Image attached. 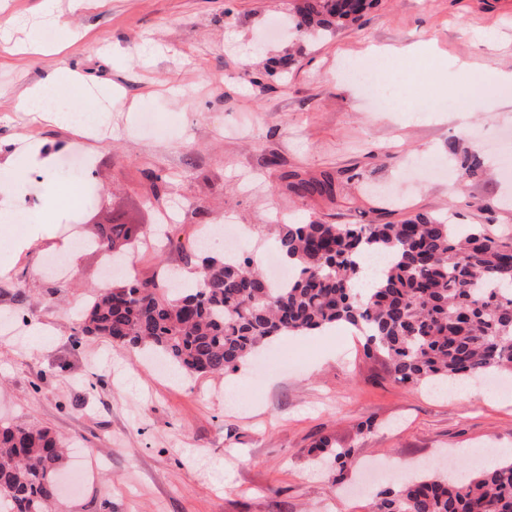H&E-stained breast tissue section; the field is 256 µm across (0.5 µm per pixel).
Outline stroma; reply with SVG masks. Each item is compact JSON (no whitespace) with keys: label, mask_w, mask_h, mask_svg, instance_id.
I'll return each instance as SVG.
<instances>
[{"label":"stroma","mask_w":512,"mask_h":512,"mask_svg":"<svg viewBox=\"0 0 512 512\" xmlns=\"http://www.w3.org/2000/svg\"><path fill=\"white\" fill-rule=\"evenodd\" d=\"M300 0H40L0 12V139L26 133L54 147L47 178H33L23 214L80 243L1 251L0 419L73 440L77 457L54 512H371L418 464L467 472L478 452L512 448V391L475 384L455 395L406 386L364 340L340 325L285 336L223 376L176 381L128 346L76 331L91 294L111 287L105 257L86 248L112 218L150 240L133 277L196 271L225 251L200 245L202 225L248 231L244 255L273 249L274 225L398 222L418 213L512 234V100L490 99L486 72L512 68V0H374L348 28L315 40L288 28ZM61 43L20 51L30 34ZM431 46L432 55L413 56ZM371 62L386 106H374L343 66ZM89 80L87 101L56 98L64 127L13 115L15 99L49 67ZM112 91V126L79 130ZM464 108L452 102L462 91ZM485 166L463 192L446 176L463 144ZM92 174L73 183L67 151ZM170 186L154 192L145 174ZM332 173L334 196L302 197L294 177ZM89 194L84 208L72 190ZM168 249L154 239L161 213ZM41 327L34 336L33 327ZM370 424V432L359 427ZM322 437L353 451L344 474L315 470Z\"/></svg>","instance_id":"obj_1"}]
</instances>
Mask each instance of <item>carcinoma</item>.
Segmentation results:
<instances>
[{
    "mask_svg": "<svg viewBox=\"0 0 512 512\" xmlns=\"http://www.w3.org/2000/svg\"><path fill=\"white\" fill-rule=\"evenodd\" d=\"M368 0H304L295 28L314 37L357 21ZM460 178L482 169L467 147ZM301 196L332 194L333 177L301 179ZM138 224L98 225L94 243L133 254ZM294 278L282 288L251 261L207 256L197 285L135 277L103 289L79 318L85 336L150 349L178 371L223 375L277 338L347 324L408 385L512 375V236L423 213L397 223L275 225ZM340 474L352 449L322 438L311 449ZM69 453L50 430L0 423V512H52ZM374 512H512V458L456 482L415 476L377 497Z\"/></svg>",
    "mask_w": 512,
    "mask_h": 512,
    "instance_id": "1",
    "label": "carcinoma"
}]
</instances>
